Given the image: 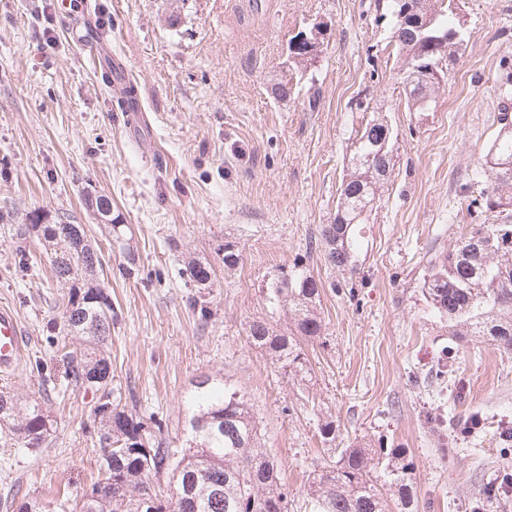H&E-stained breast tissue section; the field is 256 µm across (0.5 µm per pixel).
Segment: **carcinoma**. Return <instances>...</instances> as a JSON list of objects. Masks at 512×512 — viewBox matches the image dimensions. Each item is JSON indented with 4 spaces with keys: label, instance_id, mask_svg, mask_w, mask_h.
Masks as SVG:
<instances>
[{
    "label": "carcinoma",
    "instance_id": "carcinoma-1",
    "mask_svg": "<svg viewBox=\"0 0 512 512\" xmlns=\"http://www.w3.org/2000/svg\"><path fill=\"white\" fill-rule=\"evenodd\" d=\"M455 0H423L425 14L436 29L448 33V60L456 62L465 31L454 9ZM400 0H390L383 14L390 28L389 43L397 47L398 74L440 56L439 42L414 41L412 28L402 19ZM441 84L435 80L407 98L412 112H426L436 103ZM499 130L487 154L502 167L478 166L471 200L484 217L471 225L450 250L435 252L428 261L422 292L454 336H474L494 349L512 354V89H500ZM363 112L361 125L349 144L346 174L342 178L336 217L318 231L316 246L325 262L342 271L357 270L364 243L363 224L378 208L384 184L394 167L392 146L386 151L366 135L365 127L377 116L370 102H356ZM50 250L55 276L68 285L65 324L85 338L81 348L64 352L69 384L94 394L92 434L100 448L112 455L98 460L97 477L77 505L78 512H148L143 508L148 490L161 476L172 478L180 489L174 499H155L154 512H288V492L280 484L277 462L261 446L256 417L245 394L224 377L202 375L185 396L187 419L184 439L173 444L162 423L145 420L120 405L112 391V353L107 347L112 329V297L95 279L103 268L102 248L87 239L79 224L32 225ZM242 254L234 241L224 242V271L238 269ZM189 281L198 288L212 282L209 264L192 259L185 265ZM321 280L303 259L277 269L267 283L271 306L292 323L290 332L273 330L265 318L248 328L250 344L264 352L289 377L305 382L310 377L304 344L321 339L325 325L319 311ZM7 426L26 447L39 446L51 428L42 403L27 404L0 390V426ZM484 418L472 414L450 424L452 440H466L481 432ZM324 443L336 442V420L320 419ZM376 464L364 449L341 448L333 465L323 468L310 485L316 512H383V493L397 501L400 512H415V468L402 448L379 445ZM112 492H100L105 480Z\"/></svg>",
    "mask_w": 512,
    "mask_h": 512
}]
</instances>
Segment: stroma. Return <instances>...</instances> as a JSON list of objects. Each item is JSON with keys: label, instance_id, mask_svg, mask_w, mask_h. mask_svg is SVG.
Returning a JSON list of instances; mask_svg holds the SVG:
<instances>
[{"label": "stroma", "instance_id": "1", "mask_svg": "<svg viewBox=\"0 0 512 512\" xmlns=\"http://www.w3.org/2000/svg\"><path fill=\"white\" fill-rule=\"evenodd\" d=\"M375 2L0 0V302L28 339L22 368L0 387L44 402L52 419L37 448L0 429V512L31 500L62 512L61 500L80 502L96 476L93 394L68 387L58 350L82 339L63 329L68 288L29 227L80 224L104 241L88 205L98 195L132 232L113 243L103 285L114 311L112 388L135 394L137 413L182 435L192 382L224 376L252 406L288 512H312L309 486L338 458L318 434L326 413L344 444L369 457L383 442L406 450L418 512H512V488L501 485L512 447L491 437L512 423V355L450 335L421 293L430 254L474 222L470 177L498 130L499 88L512 82V0H462L466 50L428 112L406 108ZM319 20L330 33L315 84L277 96L290 38ZM129 85L143 113L122 111ZM359 97L388 121L395 166L350 273L310 244L336 214ZM227 240L243 257L229 276ZM298 256L323 284L325 324L324 341L306 348L304 383L248 340L258 317L289 328L265 283ZM191 257L212 266L211 287L187 284ZM446 352L451 376L426 386ZM473 412L486 433L448 451L430 416Z\"/></svg>", "mask_w": 512, "mask_h": 512}]
</instances>
